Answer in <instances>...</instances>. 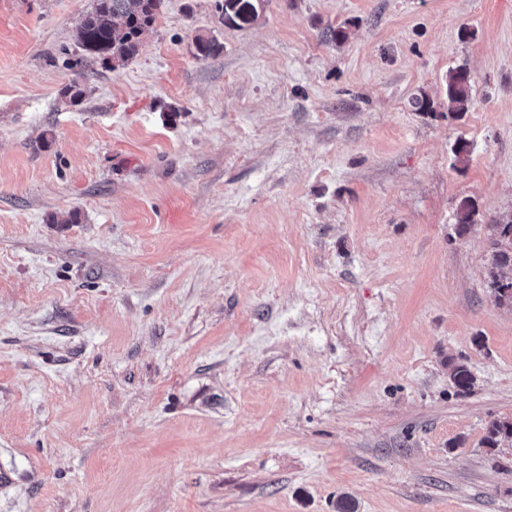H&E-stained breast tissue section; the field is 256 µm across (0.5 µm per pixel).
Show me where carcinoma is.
<instances>
[{
    "label": "carcinoma",
    "instance_id": "cac0c4a2",
    "mask_svg": "<svg viewBox=\"0 0 512 512\" xmlns=\"http://www.w3.org/2000/svg\"><path fill=\"white\" fill-rule=\"evenodd\" d=\"M165 0H94L92 9L82 18L78 40L82 50L105 68H116L139 52L142 36L162 12ZM224 22L241 27L259 16L261 0H224ZM196 56L207 59L221 53L222 46L213 39H195ZM448 114L459 116L471 106V77L459 66L448 74ZM479 210L471 199L462 200L456 211V231L466 233L478 223ZM492 255L488 271L489 288L499 301L512 302V220L492 225ZM451 379L462 391L472 388L474 378L462 363L453 366ZM512 440V420L496 419L486 427L485 443L498 447Z\"/></svg>",
    "mask_w": 512,
    "mask_h": 512
}]
</instances>
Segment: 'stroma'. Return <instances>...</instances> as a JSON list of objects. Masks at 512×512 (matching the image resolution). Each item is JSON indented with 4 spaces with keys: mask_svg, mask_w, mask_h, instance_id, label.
Instances as JSON below:
<instances>
[{
    "mask_svg": "<svg viewBox=\"0 0 512 512\" xmlns=\"http://www.w3.org/2000/svg\"><path fill=\"white\" fill-rule=\"evenodd\" d=\"M92 3L0 0V512H512V0H166L68 105ZM261 0H224V21L238 27L253 23L259 16ZM448 113L458 117L471 106V77L467 68L459 66L448 74ZM479 210L471 199L462 200L456 211V231L458 234L466 233L473 224H477ZM491 227L493 250L488 271L489 288L498 301L512 302V220L499 221ZM508 439L512 440V420L496 419L488 423L484 441L489 448L498 447L501 441Z\"/></svg>",
    "mask_w": 512,
    "mask_h": 512,
    "instance_id": "35a3bbf8",
    "label": "stroma"
}]
</instances>
